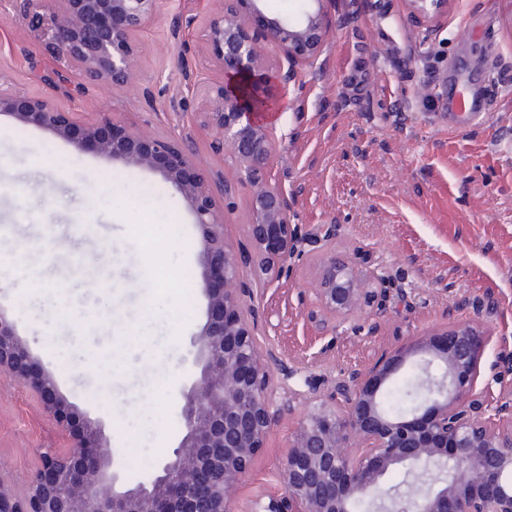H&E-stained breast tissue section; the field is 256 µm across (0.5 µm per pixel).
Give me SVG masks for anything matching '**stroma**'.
Wrapping results in <instances>:
<instances>
[{"mask_svg": "<svg viewBox=\"0 0 512 512\" xmlns=\"http://www.w3.org/2000/svg\"><path fill=\"white\" fill-rule=\"evenodd\" d=\"M232 0H161L160 18L135 36L137 70L121 89L83 88L59 65L41 75L42 39L18 18L0 39V81L19 93H51L61 109L106 116L185 145L208 175L224 238L253 279L246 233L250 191L229 148L219 146L198 88L184 69L219 84L199 20ZM326 43L265 121L275 147L267 171L288 196L292 223L336 225L329 245L361 254L360 274L393 287L385 310L338 319L315 301L316 254L294 258L290 277L254 289L245 308L262 348L293 372L289 403L257 453L240 498L280 491L278 467L300 419L338 381L455 321L489 336L477 388L512 386V0H444L423 17L410 0H328ZM197 22L174 39L172 23ZM466 87L489 118L452 123L420 85ZM151 223L155 255L140 246ZM201 230L160 172L80 152L51 132L0 114V307L57 393L109 441L115 469L138 482L181 433L182 387L193 369L192 335L206 320L197 244ZM173 277L153 295L150 267ZM68 432L24 382L0 373V476L24 489L47 448Z\"/></svg>", "mask_w": 512, "mask_h": 512, "instance_id": "1", "label": "stroma"}]
</instances>
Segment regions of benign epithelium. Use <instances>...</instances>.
Here are the masks:
<instances>
[{"mask_svg": "<svg viewBox=\"0 0 512 512\" xmlns=\"http://www.w3.org/2000/svg\"><path fill=\"white\" fill-rule=\"evenodd\" d=\"M160 0H0V16L17 17L41 31L43 54L54 84L55 66L67 64L84 81L109 89L129 84L137 67L134 36L158 18ZM249 5L230 7L203 23L224 82L204 88L221 144L230 147L240 180L250 188L247 236L256 267L253 283L240 279L239 262L224 240V215L215 203L222 177L198 172L190 153L171 137L143 135L108 118L86 121L63 111L48 94L0 88V112L49 130L80 151L129 165L157 168L187 201L201 228L198 254L206 320L192 336L194 371L183 386V434L172 453L136 484L112 467L109 445L90 424L76 431L77 412L54 389L17 337L0 307V371L29 385L64 430L75 435L67 450L41 455L26 490L0 476V512H512V400L490 414L476 393L487 335L468 322L449 324L409 349L378 358L365 372L336 384L335 395L299 423L279 477L283 492L256 497L238 510V490L275 421L276 394L293 375L275 353L262 350L255 326L244 315L253 286L270 288L291 272L290 262L318 254L314 288L318 305L346 318L383 302L388 278H363L356 258L324 245L334 227L312 232L291 222L288 199L266 178L275 141L254 113L275 110L289 94L291 73L313 63L328 31L327 0H302L290 21L268 17ZM288 61L280 76L264 64V46ZM420 371L418 405L410 416L383 407L385 387L409 359ZM422 471L426 488L401 493L386 485L387 473Z\"/></svg>", "mask_w": 512, "mask_h": 512, "instance_id": "7a95c632", "label": "benign epithelium"}]
</instances>
